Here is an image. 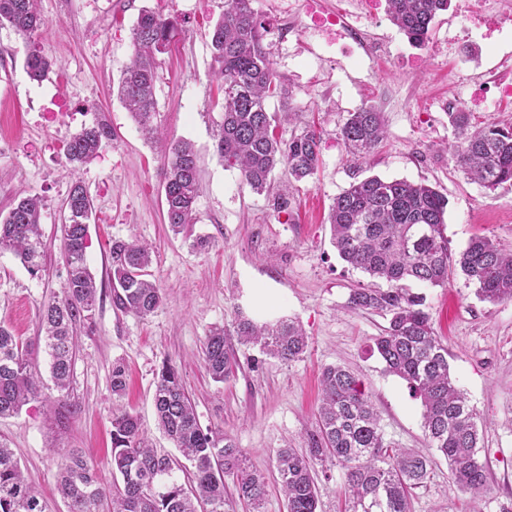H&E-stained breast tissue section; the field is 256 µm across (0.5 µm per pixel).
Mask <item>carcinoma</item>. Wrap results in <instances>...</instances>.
Wrapping results in <instances>:
<instances>
[{
  "instance_id": "1",
  "label": "carcinoma",
  "mask_w": 512,
  "mask_h": 512,
  "mask_svg": "<svg viewBox=\"0 0 512 512\" xmlns=\"http://www.w3.org/2000/svg\"><path fill=\"white\" fill-rule=\"evenodd\" d=\"M391 21L416 47L423 48L432 21L451 0H386ZM37 0H0V24L29 38L42 25ZM265 27L252 0H224L211 44L224 81L223 117L215 134V151L228 167L237 169L245 185L258 194L269 192L270 176L282 167L295 182L313 176L319 167L321 139L303 129L284 140L276 135L275 117L267 100L283 98L286 89L276 77L263 46ZM181 34L178 23L150 9L141 10L132 29L133 54L123 69L117 95L147 140L163 143L166 164L163 191L166 219L176 234L194 223L199 166L193 145L162 138L156 123L154 96L157 54ZM52 62L35 46L27 55V72L44 77ZM458 131L451 145L461 169L483 188L495 190L512 183V124L492 123L470 130L469 113L450 112ZM114 133L106 119L74 134L64 146L68 163L93 160ZM348 153L358 165L371 157L386 137L381 114L365 106L348 117L340 130ZM448 200L424 183L370 176L352 182L333 201L329 224L339 256L353 269L387 287L360 284L351 289L349 306L388 320L374 339L375 349L390 375L406 381L423 407L422 429L427 447L448 462L452 484L473 498L491 493L486 463L479 457L477 413L451 373L448 346L436 336L425 310L426 297L408 284L445 287L457 271L476 287L477 296L492 304L512 301V252L488 237H474L455 254L446 234ZM42 200L17 198L0 218V253L12 252L31 274L42 268L40 230ZM95 207L83 185L72 182L64 201L61 243L68 276L61 291L44 303L40 324L51 358V390L30 358L31 348L0 324V417L19 412L31 400L57 404L63 424L77 413L70 400L76 355L77 326L92 318L97 301L95 280L86 250ZM111 299L116 310L147 317L163 304V292L150 279L152 256L136 240H112L109 249ZM234 333L244 344L285 363L298 360L307 347L300 323L281 318L255 323L235 320ZM228 333L213 329L205 343L204 362L212 380L226 381L233 373L234 351ZM157 424L193 468V484L183 485L178 460L150 446L138 419L124 410L112 412V473L122 484L103 483L92 461L80 448H61L58 489L67 512H225L226 480L239 499L261 508L267 495L262 474L250 469L243 449L222 433L199 425L179 371L165 365L154 390ZM308 448H279L275 466L288 512H317L318 490L311 477L316 464L330 462L344 474L343 512H409L413 490L430 479L435 457L405 450L386 440L380 417L364 381L341 365L321 373L317 425L308 434ZM0 512H49L46 501L26 480L18 461L0 440Z\"/></svg>"
}]
</instances>
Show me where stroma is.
I'll list each match as a JSON object with an SVG mask.
<instances>
[{
    "instance_id": "stroma-1",
    "label": "stroma",
    "mask_w": 512,
    "mask_h": 512,
    "mask_svg": "<svg viewBox=\"0 0 512 512\" xmlns=\"http://www.w3.org/2000/svg\"><path fill=\"white\" fill-rule=\"evenodd\" d=\"M465 0H452L428 35L412 46L388 13L369 25L381 52L369 59L344 40L327 47L317 39L288 37L290 0H253L268 33L264 44L278 80L289 90L293 122H278L287 139L304 126L321 132V163L300 182L290 212L274 214L266 195L243 185L237 170L214 151L222 120V81L211 36L224 0H40L43 25L36 37L52 60L42 81L25 68L27 43L0 26V214L13 199L42 197L44 268L30 274L9 252L0 253V321L32 346V360L47 373L49 357L39 339V310L67 278L62 255L61 205L72 181L91 195L87 264L98 293L90 330L79 335L72 388L78 412L58 427L42 401L0 419V438L13 450L25 478L51 512H67L56 490L62 448L84 449L104 483H112L110 417L126 408L161 451H178L159 429L153 393L163 364L181 374L202 428L219 430L243 448L252 469L267 479L263 512H287L274 468L276 449H304L317 424L319 375L343 365L368 381L388 440L424 449L422 405L407 383L385 374L373 352L385 317L351 310V288L365 282L338 255L327 222L334 198L357 178L376 175L425 183L448 199V237L453 251L487 236L512 249V185L487 190L468 180L449 146L456 130L449 112L465 110L470 71L449 79L447 59L432 45L464 26ZM175 19L182 34L158 56L157 121L176 139L191 141L200 164L197 222L188 235H173L166 221L161 170L164 155L146 141L115 90L133 48L131 33L141 9ZM419 57L418 68L406 60ZM371 105L381 112L387 138L371 166L355 168L340 137L349 112ZM114 131L90 163L67 171L63 146L97 114ZM204 236V250L190 246ZM137 238L153 249L149 272L164 293L149 317L114 312L108 278L113 239ZM432 326L447 343L451 371L478 414L479 455L486 460L495 500H512V302L481 301L474 285L454 274L447 286L426 289ZM257 321L298 319L309 337L305 354L285 363L258 348L235 345L237 368L227 382L212 380L203 361L209 331L231 328L236 311ZM127 370L123 398L112 394V366ZM448 464L438 460L427 484L416 489L411 512H468Z\"/></svg>"
}]
</instances>
